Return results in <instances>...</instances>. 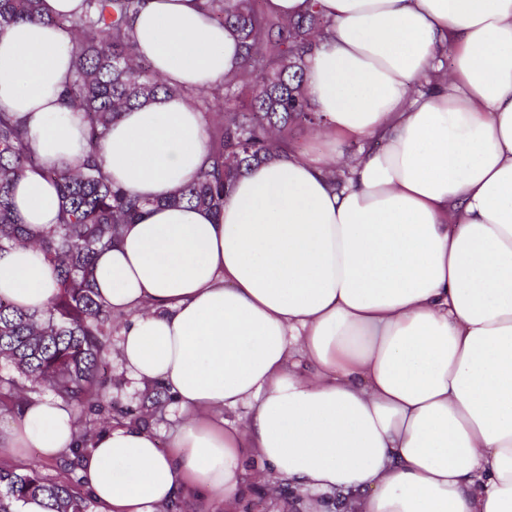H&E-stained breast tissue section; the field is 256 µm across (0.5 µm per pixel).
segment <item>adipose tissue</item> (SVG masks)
Masks as SVG:
<instances>
[{"instance_id":"1","label":"adipose tissue","mask_w":512,"mask_h":512,"mask_svg":"<svg viewBox=\"0 0 512 512\" xmlns=\"http://www.w3.org/2000/svg\"><path fill=\"white\" fill-rule=\"evenodd\" d=\"M82 0L0 33V110L37 166L13 204L35 230L62 199L46 172L85 157L72 80ZM201 0H142L139 59L180 96L122 112L101 144L112 180L149 202L96 263L127 378L186 415L169 448L145 426L100 432L78 462L101 512H163L194 489L232 505L255 482L292 512H512V0H318L328 36L305 86L330 149L239 176L220 213L166 199L209 164L188 93L242 62ZM350 139L373 148L334 174ZM56 293L29 247L0 252V297L34 312ZM249 405L230 423L225 411ZM76 417L30 397L0 455L60 456Z\"/></svg>"}]
</instances>
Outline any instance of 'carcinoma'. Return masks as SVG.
Here are the masks:
<instances>
[{"label": "carcinoma", "instance_id": "obj_1", "mask_svg": "<svg viewBox=\"0 0 512 512\" xmlns=\"http://www.w3.org/2000/svg\"><path fill=\"white\" fill-rule=\"evenodd\" d=\"M299 19L271 17L256 0H203L204 9L232 31L243 49V65L199 92L219 102L213 112L212 163L168 197L214 213L243 171L285 150L288 128L319 125L304 85L308 57L327 21L317 0ZM42 0H0V30L40 17ZM141 0H84L81 15L68 21L74 32L76 73L66 87L67 104L83 111L87 155L78 172L50 171L63 199L57 224L33 232L14 212L12 190L24 170L37 163L27 145L21 118L0 112V251L30 245L53 265L59 291L41 312H27L0 299V359L10 362L34 387L101 416L112 309L93 288L96 257L112 247L121 226L132 224L148 201L112 181L100 159V143L123 110L142 106L158 94L180 89L164 83L134 52L131 19ZM29 389L0 378V409L16 410ZM90 429L78 434L66 461L76 472L89 448ZM45 500L48 512H87L79 479L51 482L34 467L0 464V512H18L19 503Z\"/></svg>", "mask_w": 512, "mask_h": 512}]
</instances>
